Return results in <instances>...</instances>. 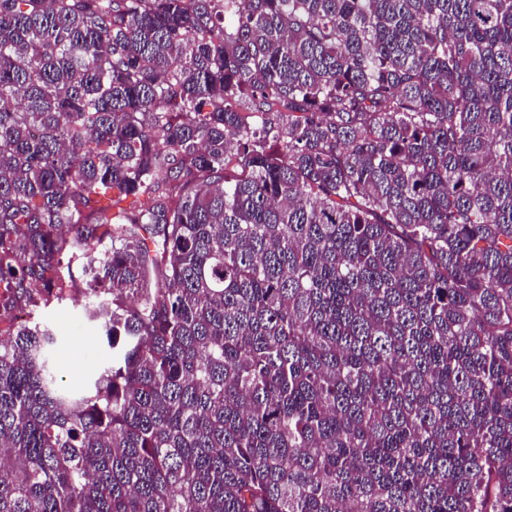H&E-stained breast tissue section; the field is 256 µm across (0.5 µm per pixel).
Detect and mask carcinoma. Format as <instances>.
<instances>
[{
	"mask_svg": "<svg viewBox=\"0 0 512 512\" xmlns=\"http://www.w3.org/2000/svg\"><path fill=\"white\" fill-rule=\"evenodd\" d=\"M0 512H512V0H0ZM85 299L52 305L35 321L47 326L56 338L50 359L58 379L68 387L82 389L106 361L98 324L85 315Z\"/></svg>",
	"mask_w": 512,
	"mask_h": 512,
	"instance_id": "cac0c4a2",
	"label": "carcinoma"
}]
</instances>
